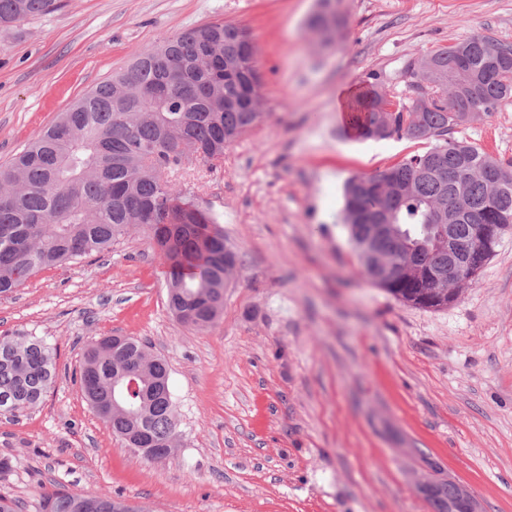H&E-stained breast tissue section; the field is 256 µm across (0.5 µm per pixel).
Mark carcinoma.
I'll return each mask as SVG.
<instances>
[{"label":"carcinoma","instance_id":"1","mask_svg":"<svg viewBox=\"0 0 512 512\" xmlns=\"http://www.w3.org/2000/svg\"><path fill=\"white\" fill-rule=\"evenodd\" d=\"M55 0H0V25L51 10ZM346 17L320 0L308 27L336 41ZM418 93L391 105L372 85L357 100L353 128L366 138L433 142L422 154L344 188L345 223L362 275L419 308L455 301L441 287L465 283L482 268L495 240L482 224L512 228V161L448 137L471 117L490 115L512 99V45L475 33L411 64ZM261 76L248 32L208 24L160 39L125 70L87 93L0 166V294L37 271L107 251L132 228L149 232L169 265L168 307L182 324L203 330L224 305V282L238 263L212 215L182 199L165 176L190 155L179 136L219 161L224 147L250 130L259 112ZM374 224L388 229L371 234ZM474 270L458 269L448 237ZM141 376L129 391L113 377ZM51 349L38 336H0V415L17 417L54 384ZM166 361L133 337L101 336L84 353L81 391L98 418L121 440L146 438L148 460L165 457L179 437ZM113 512L102 493L44 492L39 512H78L77 499ZM436 512H470L456 483L430 485Z\"/></svg>","mask_w":512,"mask_h":512}]
</instances>
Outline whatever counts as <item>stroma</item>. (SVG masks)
I'll list each match as a JSON object with an SVG mask.
<instances>
[{
    "instance_id": "obj_1",
    "label": "stroma",
    "mask_w": 512,
    "mask_h": 512,
    "mask_svg": "<svg viewBox=\"0 0 512 512\" xmlns=\"http://www.w3.org/2000/svg\"><path fill=\"white\" fill-rule=\"evenodd\" d=\"M318 0H59L0 26V166L60 112L161 37L243 27L262 77L259 123L173 176L218 217L238 265L205 330L167 309L168 267L141 231L0 294V335L46 337L57 378L19 418L0 415V494L101 492L138 512H435L419 488L463 486L478 512H512V233L443 309L403 303L362 276L344 184L425 152L365 139L336 111L346 86L394 103L408 66L472 32L512 44V0H342L347 24L322 47ZM455 137L512 160V103ZM142 339L170 367L180 440L149 461L85 401L79 370L106 335Z\"/></svg>"
}]
</instances>
